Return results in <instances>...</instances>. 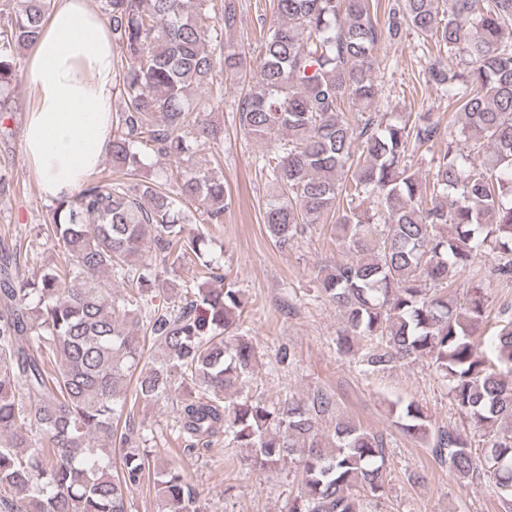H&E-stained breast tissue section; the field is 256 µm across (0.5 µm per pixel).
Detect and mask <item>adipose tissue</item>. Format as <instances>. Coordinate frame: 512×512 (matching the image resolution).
Listing matches in <instances>:
<instances>
[{
    "mask_svg": "<svg viewBox=\"0 0 512 512\" xmlns=\"http://www.w3.org/2000/svg\"><path fill=\"white\" fill-rule=\"evenodd\" d=\"M35 96L23 129L27 163L51 199L73 194L107 156L115 94L114 45L90 0H61L28 57Z\"/></svg>",
    "mask_w": 512,
    "mask_h": 512,
    "instance_id": "obj_1",
    "label": "adipose tissue"
}]
</instances>
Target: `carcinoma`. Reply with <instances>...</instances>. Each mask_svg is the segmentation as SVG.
<instances>
[{"label":"carcinoma","instance_id":"carcinoma-1","mask_svg":"<svg viewBox=\"0 0 512 512\" xmlns=\"http://www.w3.org/2000/svg\"><path fill=\"white\" fill-rule=\"evenodd\" d=\"M371 2L273 0L278 20L250 69L246 54L217 36L235 26L236 0H224L215 21L189 10V0H104L122 53L110 175L55 200L46 236L64 263L28 276V254L0 237V512H128L130 488L150 470L136 447L143 429L122 420L128 400L165 398L175 385L187 450L222 435L248 449L252 468L295 465L300 489L281 512H367L384 495V437L342 418L331 433L322 429L335 395L317 389L276 405L240 396L259 353L240 326L241 292L229 274L222 288L191 286L177 304L157 301L161 274L189 260L204 278L219 276L206 233L190 238L184 225L224 224L231 197L210 169L165 174L174 191L137 177L153 157L221 146L224 127L210 115L224 110V93L208 86L245 71L236 120L263 148L255 163L272 188L263 213L272 243L286 250L308 225L341 211L336 237L351 259L316 278L343 320L340 350L350 355L369 341L362 363L370 373L421 361L446 379L458 411L483 432L482 454L461 430L432 429L414 401L390 412L458 480L494 483L512 512V316L503 310L488 356L478 342L485 287H471L462 303L456 296L459 272L482 254L493 256L496 275L512 278V0L402 3L417 35L466 62L460 73L434 67L430 76L457 105L458 137L489 144L479 163L428 112L363 115L378 93L381 30ZM55 5L0 0V128L11 119L21 53ZM444 134V153L419 175L414 153ZM367 200L371 211L359 210ZM114 282L125 290L117 299ZM154 488L157 512H204L175 469L156 470Z\"/></svg>","mask_w":512,"mask_h":512}]
</instances>
